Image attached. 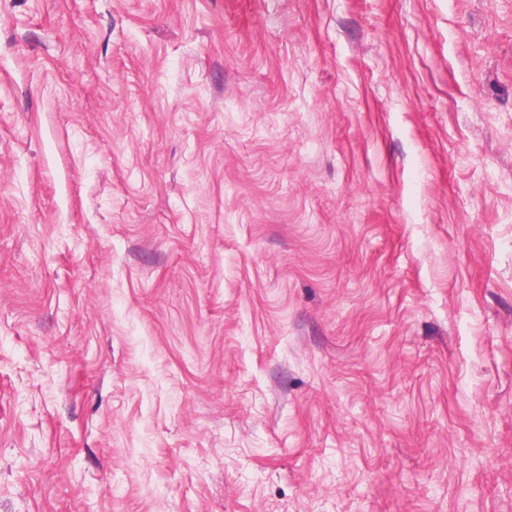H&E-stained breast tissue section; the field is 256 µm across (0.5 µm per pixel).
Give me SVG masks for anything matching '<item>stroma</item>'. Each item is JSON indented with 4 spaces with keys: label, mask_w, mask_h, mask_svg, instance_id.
Segmentation results:
<instances>
[{
    "label": "stroma",
    "mask_w": 512,
    "mask_h": 512,
    "mask_svg": "<svg viewBox=\"0 0 512 512\" xmlns=\"http://www.w3.org/2000/svg\"><path fill=\"white\" fill-rule=\"evenodd\" d=\"M0 512H512V0H0Z\"/></svg>",
    "instance_id": "stroma-1"
}]
</instances>
